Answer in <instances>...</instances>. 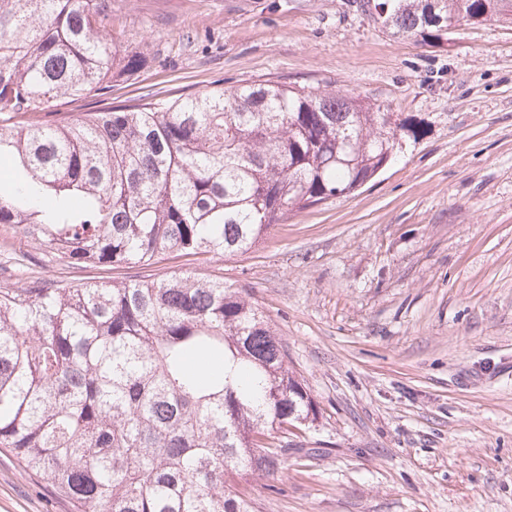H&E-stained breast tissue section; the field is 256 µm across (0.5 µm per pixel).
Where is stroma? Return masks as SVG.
<instances>
[{
	"label": "stroma",
	"mask_w": 512,
	"mask_h": 512,
	"mask_svg": "<svg viewBox=\"0 0 512 512\" xmlns=\"http://www.w3.org/2000/svg\"><path fill=\"white\" fill-rule=\"evenodd\" d=\"M149 63L113 104L279 80L352 90L412 119L353 194L290 212L237 256L104 269L187 272L258 302L313 398L288 468L239 485L255 512H512V26L398 38L359 0H112ZM0 512H71L0 448Z\"/></svg>",
	"instance_id": "obj_1"
}]
</instances>
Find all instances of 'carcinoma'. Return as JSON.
I'll return each mask as SVG.
<instances>
[{"label":"carcinoma","mask_w":512,"mask_h":512,"mask_svg":"<svg viewBox=\"0 0 512 512\" xmlns=\"http://www.w3.org/2000/svg\"><path fill=\"white\" fill-rule=\"evenodd\" d=\"M112 0H0V224L65 268L237 255L288 212L344 196L388 163L390 112L286 82L167 102H109L144 59L106 22ZM396 37L440 44L448 21L512 23V0H380ZM101 97L73 116L59 107ZM0 265V448L78 512H253L245 475L282 472L268 440L317 419L263 311L219 279L174 273L47 286L16 249ZM220 354L202 377L193 356Z\"/></svg>","instance_id":"1"}]
</instances>
